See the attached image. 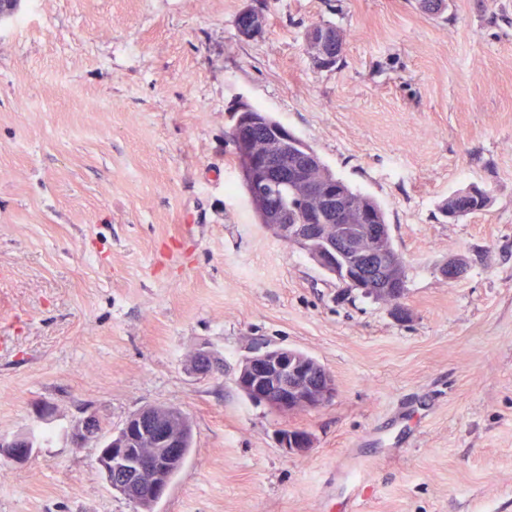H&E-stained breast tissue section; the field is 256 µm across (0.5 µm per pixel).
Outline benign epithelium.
<instances>
[{"instance_id": "benign-epithelium-1", "label": "benign epithelium", "mask_w": 512, "mask_h": 512, "mask_svg": "<svg viewBox=\"0 0 512 512\" xmlns=\"http://www.w3.org/2000/svg\"><path fill=\"white\" fill-rule=\"evenodd\" d=\"M263 13L247 7L237 17L238 34L245 39L260 35L265 27ZM306 45L315 65L329 69L336 61V32L313 31ZM255 113L241 108L232 129V139L245 170L255 182L278 180L301 200L314 199L315 209L294 224V214L264 202L276 235L285 243L307 253L322 270L350 290L385 301L391 296L392 312L400 320L408 318L403 305L405 290L394 288L397 274L405 265L403 257L386 245L382 224L363 220L345 224L347 214L343 192L330 182L312 178L319 167L315 152L299 144L288 128H270L266 149L257 148ZM462 258L448 260L439 268L442 277L454 281L464 276ZM215 358L200 351L191 364L195 374L211 372ZM235 384L249 400L264 404L281 414L313 410L332 401L336 384L332 374L316 359L301 351L272 347L257 351L240 364ZM185 412L165 406H148L129 416L122 428L98 449L96 464L107 486L131 503L154 507L169 493L168 474L184 456L182 424ZM98 435L95 416L80 420L70 432L74 445L83 446ZM279 448L287 457L305 456L313 448V438L305 430L283 428L277 435ZM31 435L0 436V456L15 462L27 460L34 447Z\"/></svg>"}]
</instances>
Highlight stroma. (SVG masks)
<instances>
[{
  "mask_svg": "<svg viewBox=\"0 0 512 512\" xmlns=\"http://www.w3.org/2000/svg\"><path fill=\"white\" fill-rule=\"evenodd\" d=\"M316 21L343 40L334 69L306 51ZM241 102L381 204L408 320L258 222ZM473 187L489 206L446 222ZM275 345L335 398L284 416L242 395V360ZM202 349L222 371L191 372ZM151 405L193 432L156 512H512V0H20L0 22V436L46 434L0 459V512H134L68 434ZM263 13L247 7L237 17L238 34L245 39H252L260 35L265 27ZM279 448L287 457L306 456L313 448V438L305 430L283 428L277 435Z\"/></svg>",
  "mask_w": 512,
  "mask_h": 512,
  "instance_id": "obj_1",
  "label": "stroma"
}]
</instances>
